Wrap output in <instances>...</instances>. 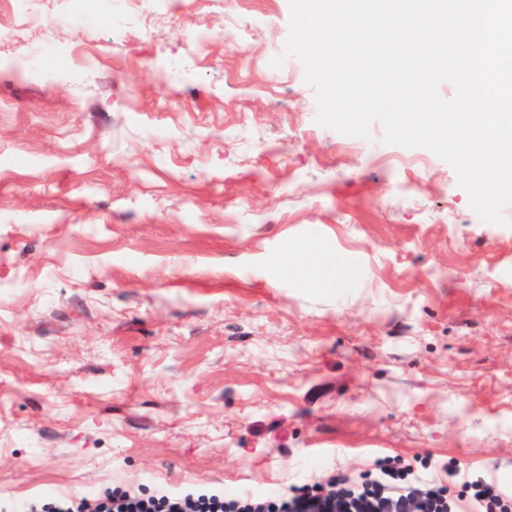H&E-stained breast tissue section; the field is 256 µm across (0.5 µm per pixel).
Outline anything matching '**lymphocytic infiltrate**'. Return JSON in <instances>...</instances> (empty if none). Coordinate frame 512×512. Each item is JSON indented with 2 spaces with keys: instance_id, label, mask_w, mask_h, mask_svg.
<instances>
[{
  "instance_id": "lymphocytic-infiltrate-1",
  "label": "lymphocytic infiltrate",
  "mask_w": 512,
  "mask_h": 512,
  "mask_svg": "<svg viewBox=\"0 0 512 512\" xmlns=\"http://www.w3.org/2000/svg\"><path fill=\"white\" fill-rule=\"evenodd\" d=\"M16 512H512V491L452 460L440 463L430 476L380 461L367 481L348 486L339 479L329 490L305 484L285 496L267 492L258 498L112 490L81 497L57 494L19 504Z\"/></svg>"
}]
</instances>
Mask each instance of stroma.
Listing matches in <instances>:
<instances>
[{
  "label": "stroma",
  "mask_w": 512,
  "mask_h": 512,
  "mask_svg": "<svg viewBox=\"0 0 512 512\" xmlns=\"http://www.w3.org/2000/svg\"><path fill=\"white\" fill-rule=\"evenodd\" d=\"M83 10L0 0V506L386 456L512 484V205L317 123L301 61L270 65L289 0ZM313 243L338 283L285 277Z\"/></svg>",
  "instance_id": "stroma-1"
}]
</instances>
